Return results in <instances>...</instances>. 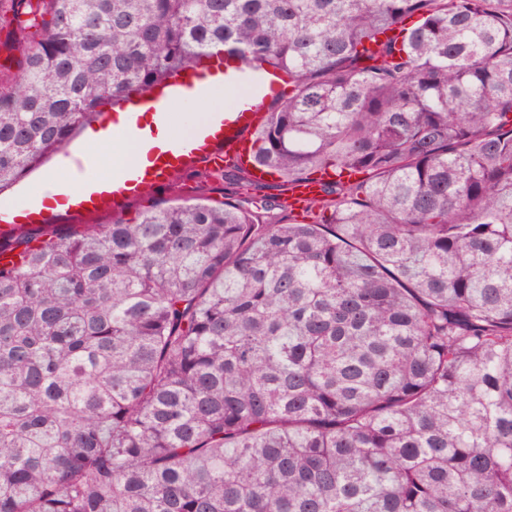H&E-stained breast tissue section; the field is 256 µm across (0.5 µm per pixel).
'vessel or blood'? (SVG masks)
<instances>
[{"instance_id":"b4317fda","label":"vessel or blood","mask_w":512,"mask_h":512,"mask_svg":"<svg viewBox=\"0 0 512 512\" xmlns=\"http://www.w3.org/2000/svg\"><path fill=\"white\" fill-rule=\"evenodd\" d=\"M199 91V78L190 70L180 72L163 83L157 95L146 101L157 122H164L170 107ZM262 117L260 105L249 111L235 113L225 118L215 113L212 124L177 141L170 149L160 152L152 165L144 170L126 169L123 182L106 176H92L87 180L88 190L73 206L74 214L108 212L119 208L122 201L144 194L152 187L172 183L175 175L199 164L222 168L225 161L244 162L248 159L246 134ZM321 195V185L316 180H306L290 187V209L305 210L310 202Z\"/></svg>"}]
</instances>
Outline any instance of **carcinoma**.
<instances>
[{"label":"carcinoma","instance_id":"cac0c4a2","mask_svg":"<svg viewBox=\"0 0 512 512\" xmlns=\"http://www.w3.org/2000/svg\"><path fill=\"white\" fill-rule=\"evenodd\" d=\"M31 2L0 191L214 57L288 77L252 160L324 180L22 235L0 512H512V0ZM268 183L270 184V187L262 189V190H253V187L251 186H244L241 188V190L237 189V199L244 200L248 199L255 195H280L283 193L282 196L290 198V209L291 212H294V214L304 211L310 202L313 200L319 198L321 196V185L318 180H306L302 182L295 183L290 187L288 191H282L281 187H278L272 179H268ZM289 192V193H288ZM287 211L281 214L282 217L285 216L284 221L285 222H295L294 219H296L292 213Z\"/></svg>","mask_w":512,"mask_h":512}]
</instances>
